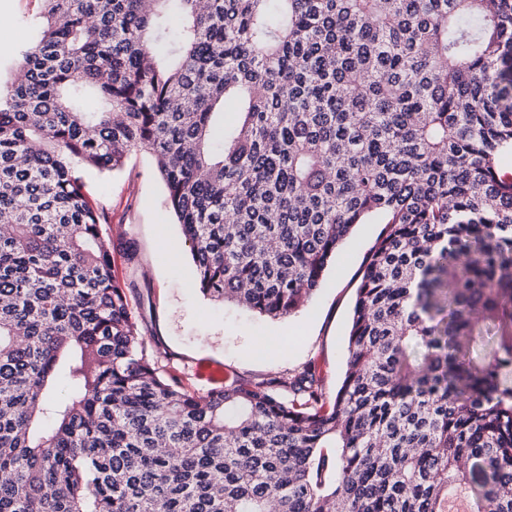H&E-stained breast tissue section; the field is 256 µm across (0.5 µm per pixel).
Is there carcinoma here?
<instances>
[{
  "instance_id": "obj_1",
  "label": "carcinoma",
  "mask_w": 512,
  "mask_h": 512,
  "mask_svg": "<svg viewBox=\"0 0 512 512\" xmlns=\"http://www.w3.org/2000/svg\"><path fill=\"white\" fill-rule=\"evenodd\" d=\"M41 4L0 88V512H512V0ZM135 149L201 293L272 320L381 219L334 396L162 375L80 170Z\"/></svg>"
}]
</instances>
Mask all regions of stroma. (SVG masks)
<instances>
[{
    "mask_svg": "<svg viewBox=\"0 0 512 512\" xmlns=\"http://www.w3.org/2000/svg\"><path fill=\"white\" fill-rule=\"evenodd\" d=\"M40 12V0H0L1 83L11 82L20 53L38 38ZM84 183L106 216L102 232L132 316L148 345L167 352L171 373L203 393L216 371L259 381L311 364L335 394L363 262L380 224L357 225L306 306L271 320L195 288L190 246L148 152L132 151L118 171L86 170Z\"/></svg>",
    "mask_w": 512,
    "mask_h": 512,
    "instance_id": "1",
    "label": "stroma"
}]
</instances>
